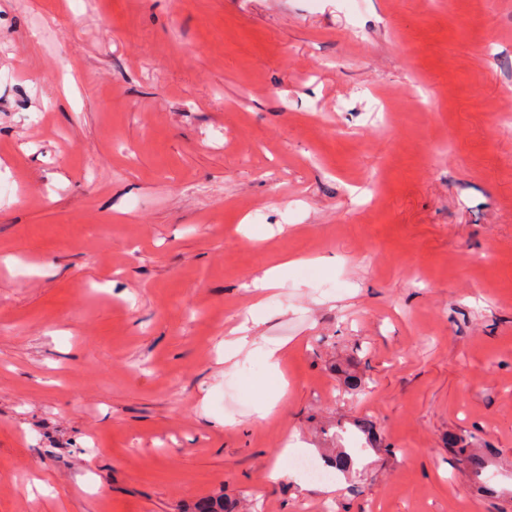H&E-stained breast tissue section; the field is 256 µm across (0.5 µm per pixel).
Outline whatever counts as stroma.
<instances>
[{
  "instance_id": "1",
  "label": "stroma",
  "mask_w": 512,
  "mask_h": 512,
  "mask_svg": "<svg viewBox=\"0 0 512 512\" xmlns=\"http://www.w3.org/2000/svg\"><path fill=\"white\" fill-rule=\"evenodd\" d=\"M220 494L512 512V0H0V512ZM247 322L242 323L238 327L231 331V334L235 335L224 341V359L225 361L231 360L234 356L241 353L244 349L254 344L253 341L249 340L250 336L246 335V332L250 328L246 325Z\"/></svg>"
}]
</instances>
